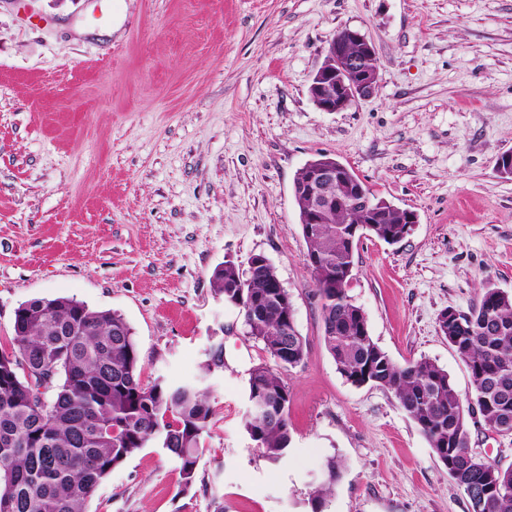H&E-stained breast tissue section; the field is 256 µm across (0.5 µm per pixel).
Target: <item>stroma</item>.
<instances>
[{
    "label": "stroma",
    "mask_w": 512,
    "mask_h": 512,
    "mask_svg": "<svg viewBox=\"0 0 512 512\" xmlns=\"http://www.w3.org/2000/svg\"><path fill=\"white\" fill-rule=\"evenodd\" d=\"M360 31L374 94L341 112L309 96L328 41ZM512 0H0V344L32 299L73 297L135 331L144 382L204 379L214 411L194 488L149 445L87 512H467L393 392L345 382L323 340L293 196L333 155L417 221L362 238L348 293L397 364L426 358L462 398L471 374L438 327L485 285L512 295ZM266 256L307 356L284 370L286 458L244 428L250 369L271 364L215 269ZM224 367L204 375L214 346ZM472 452L512 467V435L470 419ZM341 465L336 458H327L323 463L324 477L322 482L309 494L311 512H324L327 499L331 494L333 486L340 477Z\"/></svg>",
    "instance_id": "obj_1"
}]
</instances>
